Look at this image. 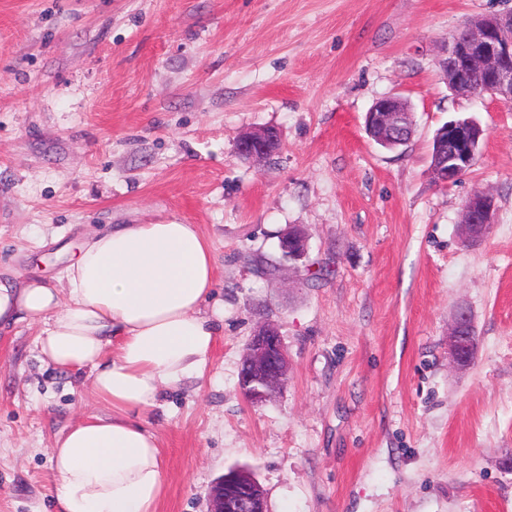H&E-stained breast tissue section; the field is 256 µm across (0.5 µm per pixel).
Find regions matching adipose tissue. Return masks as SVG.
<instances>
[{"mask_svg": "<svg viewBox=\"0 0 512 512\" xmlns=\"http://www.w3.org/2000/svg\"><path fill=\"white\" fill-rule=\"evenodd\" d=\"M216 260L193 224H116L90 234L56 283L0 282V322L42 326V358L88 369L110 409L50 449L58 512H157L165 468L143 418L160 393L203 377L217 329L202 312Z\"/></svg>", "mask_w": 512, "mask_h": 512, "instance_id": "1", "label": "adipose tissue"}]
</instances>
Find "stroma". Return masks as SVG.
I'll list each match as a JSON object with an SVG mask.
<instances>
[{
  "instance_id": "stroma-1",
  "label": "stroma",
  "mask_w": 512,
  "mask_h": 512,
  "mask_svg": "<svg viewBox=\"0 0 512 512\" xmlns=\"http://www.w3.org/2000/svg\"><path fill=\"white\" fill-rule=\"evenodd\" d=\"M512 0H0V280L54 281L115 224L198 225L224 308L203 378L163 391L159 512H207L227 469L267 512H512V106L459 98L438 64L466 20ZM396 94L414 116L386 150L364 119ZM487 130L453 184L434 132ZM274 128L262 162L240 133ZM495 200L461 240L473 190ZM308 250L283 260L279 236ZM269 272H260L261 264ZM479 338L465 372L448 325ZM275 325L288 381L264 405L238 386L250 336ZM40 326L0 329V512H56L49 449L107 415L86 371L43 363ZM494 202L492 197L481 190L474 191L463 205L461 235L465 242L484 238L493 223ZM474 324L466 309H459L448 331V357L459 371L467 370L472 364Z\"/></svg>"
}]
</instances>
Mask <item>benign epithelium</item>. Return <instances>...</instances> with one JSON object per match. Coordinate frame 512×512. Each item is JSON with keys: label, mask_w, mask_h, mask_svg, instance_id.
I'll use <instances>...</instances> for the list:
<instances>
[{"label": "benign epithelium", "mask_w": 512, "mask_h": 512, "mask_svg": "<svg viewBox=\"0 0 512 512\" xmlns=\"http://www.w3.org/2000/svg\"><path fill=\"white\" fill-rule=\"evenodd\" d=\"M512 13L471 19L448 36L444 57L438 59L448 88L458 97L479 98L485 94L501 104L512 105ZM478 68L485 80L475 85L463 77V70ZM367 123L381 132L380 141L393 138L395 131L413 125L410 102L397 95L378 99L367 113ZM487 130L471 119L451 120L436 132L437 152L429 168L431 179L439 185L459 180L472 169L480 154ZM279 136L271 128L246 131L238 137V153L261 160L279 149ZM494 202L481 191L473 192L463 205L461 235L470 243L484 238L493 223ZM280 251L288 261H297L307 251L306 240L281 235ZM474 324L466 309L456 312L448 331V357L459 371L472 364ZM288 355L277 328L262 327L250 339L239 372V389L245 400L257 405L270 399L287 383ZM254 502L248 486L242 484L233 494H225L224 478H219L209 493L208 512H253Z\"/></svg>", "instance_id": "obj_1"}]
</instances>
